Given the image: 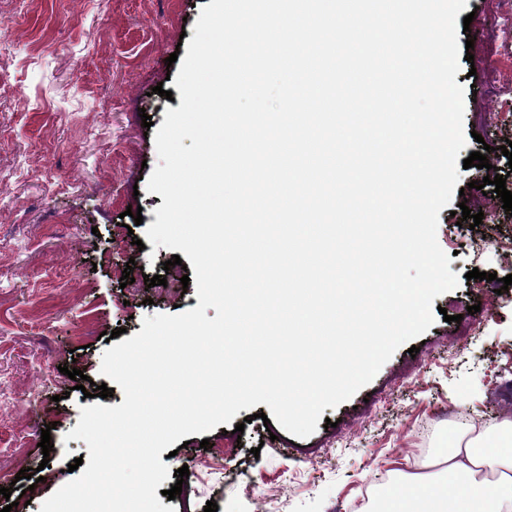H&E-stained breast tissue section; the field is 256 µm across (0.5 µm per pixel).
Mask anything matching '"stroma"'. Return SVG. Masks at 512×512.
Returning a JSON list of instances; mask_svg holds the SVG:
<instances>
[{"mask_svg":"<svg viewBox=\"0 0 512 512\" xmlns=\"http://www.w3.org/2000/svg\"><path fill=\"white\" fill-rule=\"evenodd\" d=\"M210 0H0V382L12 398L0 403V488L23 512L72 480L67 470L88 458L69 439L92 398L76 390L62 367L85 370L95 385L106 332L136 334L145 318L196 308L195 287L169 295L147 287L172 251L138 249L164 199L148 192L158 163L154 136L174 90L179 64H167L182 31L193 30ZM474 19L459 42L473 40V61L461 62L457 84L474 87L464 101L465 131L481 108L512 105V53L495 26L512 0H467ZM163 86L164 95L153 94ZM154 125L143 128L142 115ZM142 209L143 222L127 216ZM437 240L449 254L458 286L433 301L446 308L425 331L419 353L400 347L364 389L323 415L334 427L299 438L266 404L240 410L225 428L175 442L166 463L197 474L201 461L222 460L196 493L172 500L174 512H370L395 471L422 470L449 429L467 423L493 428L512 415V304L476 288L467 272L506 277L512 262V215L496 209L476 228L439 212ZM133 283L122 284L128 262ZM481 310L468 314L472 305ZM462 315L454 323V315ZM242 435H234L235 425ZM53 449L43 453L42 429ZM276 432L268 440V432ZM208 447H201V440ZM41 468L42 482L19 478Z\"/></svg>","mask_w":512,"mask_h":512,"instance_id":"obj_1","label":"stroma"}]
</instances>
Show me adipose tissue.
<instances>
[{"instance_id":"obj_1","label":"adipose tissue","mask_w":512,"mask_h":512,"mask_svg":"<svg viewBox=\"0 0 512 512\" xmlns=\"http://www.w3.org/2000/svg\"><path fill=\"white\" fill-rule=\"evenodd\" d=\"M435 464L441 479L406 475L386 487L378 512H512V420L454 429Z\"/></svg>"}]
</instances>
